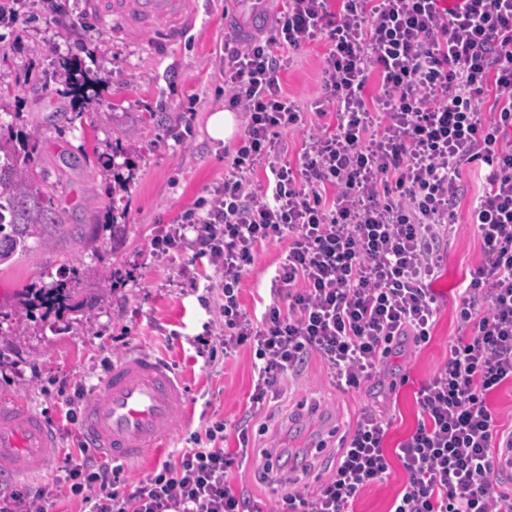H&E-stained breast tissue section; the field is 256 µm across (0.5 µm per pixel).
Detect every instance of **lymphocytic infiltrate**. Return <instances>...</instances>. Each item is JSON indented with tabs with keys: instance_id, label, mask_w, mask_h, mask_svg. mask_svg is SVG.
<instances>
[{
	"instance_id": "lymphocytic-infiltrate-1",
	"label": "lymphocytic infiltrate",
	"mask_w": 512,
	"mask_h": 512,
	"mask_svg": "<svg viewBox=\"0 0 512 512\" xmlns=\"http://www.w3.org/2000/svg\"><path fill=\"white\" fill-rule=\"evenodd\" d=\"M327 37L324 99L332 125L309 133L297 163L282 145L304 126L280 73L291 53ZM381 92L366 99L369 74ZM226 105L243 113L239 145L205 212L185 211L154 242L166 256L194 242L220 274L214 337L225 353L250 346L253 404H264L318 354L349 387L379 377L406 338H431L439 306L430 284L443 256L465 165L482 162L470 212L482 260L458 305L469 336L417 393L416 428L388 452V422L358 418L329 478L312 495L284 490L274 512H350L358 493L398 458L407 479L389 512H512L495 487L493 452L512 449L489 398L512 382V0H288L268 32L224 46ZM495 90L505 103L481 112ZM266 181H254L257 171ZM287 241L274 280L284 302L254 320L241 281L259 247ZM206 429L145 481L123 487L122 466L81 458L68 491L87 512H244L226 478L237 454Z\"/></svg>"
}]
</instances>
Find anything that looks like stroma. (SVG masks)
<instances>
[{
    "label": "stroma",
    "mask_w": 512,
    "mask_h": 512,
    "mask_svg": "<svg viewBox=\"0 0 512 512\" xmlns=\"http://www.w3.org/2000/svg\"><path fill=\"white\" fill-rule=\"evenodd\" d=\"M233 0H192L195 28L172 53L151 35L134 40L105 36L100 21L68 0L54 13L29 0L17 22L0 25V103L19 113L26 129L41 139L36 177L57 183L55 205L70 223L98 224L97 242L55 238L50 250L18 253L0 265V399L25 403L58 433L51 467L8 483V490L36 492L56 486L79 447V409L91 384L116 360L147 353L168 363L184 380L194 417L175 424L174 445L215 421L224 423V448L236 450L246 429L253 464L232 468L228 478L244 497L248 512H270L280 487L259 458L269 448H304L305 470L290 473L294 487L315 493L327 478L338 450L365 408L390 423L387 448H396L418 421L416 393L448 359L450 340L464 335L457 315V292L481 262V243L468 224L480 192L471 168L461 172L463 194L456 224L443 245L444 259L433 282L440 311L429 342H407L390 358L384 377L357 389L340 388L319 356H311L297 379L285 383L270 403L254 407L253 353L241 346L230 356L198 351L195 337L209 336L221 302L218 277L208 257L187 247L157 258L154 241L224 179L223 142L207 133L211 112L224 107V15ZM327 38L297 52L281 75L290 98L304 108L306 123L318 118L312 104L321 96ZM77 77L100 88L81 99L59 83L65 62ZM115 158L121 184L102 177ZM122 228L112 232L113 212ZM286 244L260 247L242 283V302L262 314L274 295V272ZM113 275L103 291L102 274ZM65 280L77 288L74 308L26 312L24 293ZM405 471L392 460L383 481L365 487L353 512H389Z\"/></svg>",
    "instance_id": "35a3bbf8"
}]
</instances>
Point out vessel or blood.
<instances>
[{
    "label": "vessel or blood",
    "instance_id": "b4317fda",
    "mask_svg": "<svg viewBox=\"0 0 512 512\" xmlns=\"http://www.w3.org/2000/svg\"><path fill=\"white\" fill-rule=\"evenodd\" d=\"M190 0H87L96 16L118 22L123 33H151L157 45L182 43L197 15ZM189 418L185 387L175 371L146 354L113 362L80 410V434L93 455L138 462L170 447L172 427ZM55 447L52 427L10 399L0 401V469L20 478L44 467Z\"/></svg>",
    "mask_w": 512,
    "mask_h": 512
}]
</instances>
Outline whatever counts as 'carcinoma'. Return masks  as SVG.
Segmentation results:
<instances>
[{
  "instance_id": "obj_1",
  "label": "carcinoma",
  "mask_w": 512,
  "mask_h": 512,
  "mask_svg": "<svg viewBox=\"0 0 512 512\" xmlns=\"http://www.w3.org/2000/svg\"><path fill=\"white\" fill-rule=\"evenodd\" d=\"M39 138L14 123H0V264L17 251L30 245L47 247L54 237L74 234L82 239L91 236L84 224H68L52 202L56 185L46 190L32 185L33 167L38 154ZM74 289L64 284L51 288H31V307L48 311L69 307Z\"/></svg>"
}]
</instances>
